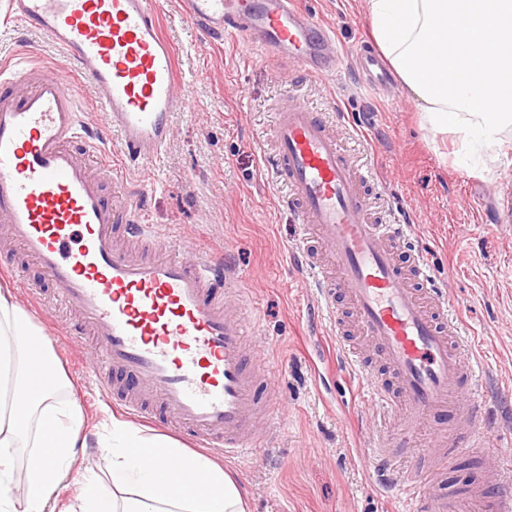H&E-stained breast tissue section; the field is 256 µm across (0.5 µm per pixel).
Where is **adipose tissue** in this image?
Returning a JSON list of instances; mask_svg holds the SVG:
<instances>
[{
	"label": "adipose tissue",
	"instance_id": "obj_1",
	"mask_svg": "<svg viewBox=\"0 0 512 512\" xmlns=\"http://www.w3.org/2000/svg\"><path fill=\"white\" fill-rule=\"evenodd\" d=\"M374 40L402 84L423 108L433 131L460 134L481 157L512 129V0H366ZM68 379L41 329L0 287V512H250L230 473L169 437L113 418L105 447L112 467L98 487L62 504L77 449L86 447L83 412L60 398ZM28 394L17 410L9 392ZM42 459L36 476L15 469V449ZM194 488L183 493L184 475Z\"/></svg>",
	"mask_w": 512,
	"mask_h": 512
}]
</instances>
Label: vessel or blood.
Segmentation results:
<instances>
[{"label": "vessel or blood", "mask_w": 512, "mask_h": 512, "mask_svg": "<svg viewBox=\"0 0 512 512\" xmlns=\"http://www.w3.org/2000/svg\"><path fill=\"white\" fill-rule=\"evenodd\" d=\"M181 16L210 36L246 35L269 54L314 76L342 63L329 29L299 0H174ZM23 27L46 35L84 77L106 132H93L79 86L51 75L33 80L26 50L0 65V223L9 241L51 281L56 300L77 310L67 322L74 339L89 340L97 387L140 421L163 420L192 433L198 446L242 457L264 447L258 418L272 419L261 399L271 384L248 337L255 320L230 314L223 285L233 278L222 259L183 257L165 249L158 227L145 223L147 190L127 195L123 213L104 200L89 162L119 175L122 166L167 147L176 113L190 110L189 89L161 25V0H10ZM361 66L374 87L388 80L378 57ZM31 82L16 95L15 86ZM270 175L287 192L279 203L298 221L296 255L315 280L316 307L337 332L342 356L359 372L367 365L344 333L334 304L343 287L394 380L386 391L368 383L367 398L397 415L402 439L427 432L423 468L398 482L408 512H512V474L486 476L482 488L434 496L424 473L447 467L462 428L483 448L490 425L475 402L482 358L448 312L424 254L407 227L370 211V171L355 164L320 113L297 95L276 112ZM139 245L120 247L116 235Z\"/></svg>", "instance_id": "1"}]
</instances>
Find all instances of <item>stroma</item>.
Here are the masks:
<instances>
[{
  "label": "stroma",
  "mask_w": 512,
  "mask_h": 512,
  "mask_svg": "<svg viewBox=\"0 0 512 512\" xmlns=\"http://www.w3.org/2000/svg\"><path fill=\"white\" fill-rule=\"evenodd\" d=\"M303 2L334 29L345 59L359 45H373L366 0ZM6 9L7 0H0V61L28 48L57 78L69 79L62 52L45 35L8 19ZM161 23L194 109L176 115L171 142L158 158L142 161L122 182L102 178L101 186L119 208L127 189L154 182L149 223L173 231L172 244L182 253L223 258L257 310L255 354L270 363L269 397L279 405L273 435L252 455L226 460L213 449L210 457L234 472L253 512H406L396 493L376 480L369 457L374 432L394 433L397 419H380L362 397L331 328L310 315L304 267L288 256L296 222L277 206L280 190L264 160L274 151L273 114L291 90L326 114L336 136L353 127L359 158L382 180L380 195L370 199L373 210L382 217L403 213L411 243L447 287L449 312L481 341L482 397L495 412L483 438L497 453L460 450L445 476L430 481L431 491L471 490L480 473L496 466L512 473V131L476 165L457 134L429 128L402 83L381 96L349 68L308 76L245 38H209L185 22L172 0H165ZM484 212L497 215L498 223H482ZM2 281L43 328L83 409L86 432H100L116 408L87 371L83 345L67 336L51 308L33 310L28 299L27 282L46 291L50 283L31 262L17 280L0 270ZM336 306L349 340L373 359L370 375L392 386L372 344L358 335L344 291H337Z\"/></svg>",
  "instance_id": "obj_1"
}]
</instances>
